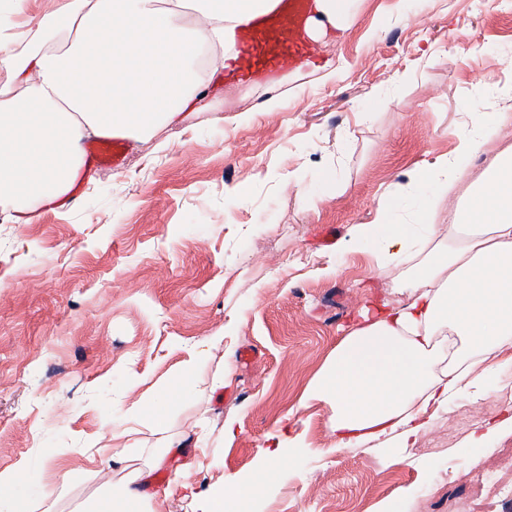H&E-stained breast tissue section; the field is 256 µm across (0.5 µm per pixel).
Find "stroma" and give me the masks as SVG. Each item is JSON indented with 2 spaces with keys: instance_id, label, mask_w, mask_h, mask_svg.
Wrapping results in <instances>:
<instances>
[{
  "instance_id": "35a3bbf8",
  "label": "stroma",
  "mask_w": 512,
  "mask_h": 512,
  "mask_svg": "<svg viewBox=\"0 0 512 512\" xmlns=\"http://www.w3.org/2000/svg\"><path fill=\"white\" fill-rule=\"evenodd\" d=\"M313 47L317 65L275 88L226 83L213 111L128 143L123 167L94 171L65 212L0 219V471H27L24 512H81L134 469L153 512H202L291 427L305 448L279 457L281 479L248 512H374L382 501L463 512L478 474L512 478V405L499 387L511 343L485 363L492 390L430 409L409 450L333 451L329 407L305 400L360 312L398 299L396 271L374 275L370 251L350 250L353 226L384 195H434L412 175L453 153L469 112L501 110L512 0H360L346 30ZM272 94L282 107L268 112ZM227 325L196 392L172 395L163 422L127 419ZM221 369L223 387L210 389ZM494 424L488 449L474 447ZM116 428L144 454L91 460L89 442L124 447ZM56 448L71 451L68 477L49 496L38 476Z\"/></svg>"
}]
</instances>
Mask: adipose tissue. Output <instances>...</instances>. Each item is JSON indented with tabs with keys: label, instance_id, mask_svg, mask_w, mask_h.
Listing matches in <instances>:
<instances>
[{
	"label": "adipose tissue",
	"instance_id": "ef3b65f1",
	"mask_svg": "<svg viewBox=\"0 0 512 512\" xmlns=\"http://www.w3.org/2000/svg\"><path fill=\"white\" fill-rule=\"evenodd\" d=\"M26 0H6L14 20L0 28V211L31 224L68 209L86 185L84 139L107 133L139 141L212 108L237 30L271 0H57L33 18ZM512 111L472 113L452 156L418 181L440 188L461 175ZM398 200L384 197L375 218L356 225L351 247L374 245V270L403 264L400 299L362 316L342 336L310 385L307 400L332 410L335 449L408 445L429 408L472 388L490 390L487 357L512 342V146L498 152L454 208L448 235L435 238L432 209L419 203L398 224ZM210 337L190 353L152 406L162 418L177 389L196 384L202 359L222 346ZM277 449H261L254 473L230 476L208 512H226L279 478Z\"/></svg>",
	"mask_w": 512,
	"mask_h": 512
}]
</instances>
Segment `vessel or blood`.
Returning <instances> with one entry per match:
<instances>
[{
  "label": "vessel or blood",
  "instance_id": "b4317fda",
  "mask_svg": "<svg viewBox=\"0 0 512 512\" xmlns=\"http://www.w3.org/2000/svg\"><path fill=\"white\" fill-rule=\"evenodd\" d=\"M312 0H276L272 9L254 15L238 33V55L226 73L240 82L265 80L310 60L305 24ZM98 167L118 165L124 153L117 138H103L90 147Z\"/></svg>",
  "mask_w": 512,
  "mask_h": 512
}]
</instances>
